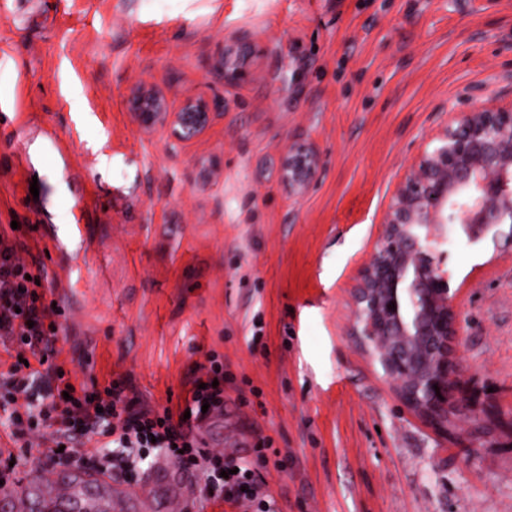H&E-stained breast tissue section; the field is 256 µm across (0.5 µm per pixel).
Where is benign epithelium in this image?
<instances>
[{"label":"benign epithelium","mask_w":512,"mask_h":512,"mask_svg":"<svg viewBox=\"0 0 512 512\" xmlns=\"http://www.w3.org/2000/svg\"><path fill=\"white\" fill-rule=\"evenodd\" d=\"M129 102L145 133L166 131L183 141L211 122L209 101L188 96L171 108L155 88L141 84ZM315 153L288 147L281 180L301 196L318 168ZM512 107L489 109L474 96L446 127L439 145L425 152L399 186L381 239L355 289L354 324L371 357L394 383L407 408L440 429L457 408L451 380L458 371L452 341L457 314L448 271L428 254L441 225L458 224L472 240L499 235L512 222ZM408 285L416 311L389 308Z\"/></svg>","instance_id":"7a95c632"}]
</instances>
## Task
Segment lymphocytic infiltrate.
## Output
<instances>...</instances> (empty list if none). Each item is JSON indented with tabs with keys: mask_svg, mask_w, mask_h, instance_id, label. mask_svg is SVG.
<instances>
[{
	"mask_svg": "<svg viewBox=\"0 0 512 512\" xmlns=\"http://www.w3.org/2000/svg\"><path fill=\"white\" fill-rule=\"evenodd\" d=\"M11 225L0 224V347L11 363L0 372V412L12 438L27 437L42 456L59 447L80 449L102 471L124 474L145 462V448L173 457L184 468L201 471L204 490L216 506L231 504L239 512H277L266 483L254 475V463L266 460L271 439H261L253 458H234L222 449H200L189 434L203 406L224 403V366L216 354L197 365L185 385L182 403L155 411L137 402L126 377L105 384L81 381L60 362L59 326L52 306L43 302L42 285Z\"/></svg>",
	"mask_w": 512,
	"mask_h": 512,
	"instance_id": "obj_1",
	"label": "lymphocytic infiltrate"
}]
</instances>
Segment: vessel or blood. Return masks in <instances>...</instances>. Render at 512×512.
Returning a JSON list of instances; mask_svg holds the SVG:
<instances>
[{
  "label": "vessel or blood",
  "mask_w": 512,
  "mask_h": 512,
  "mask_svg": "<svg viewBox=\"0 0 512 512\" xmlns=\"http://www.w3.org/2000/svg\"><path fill=\"white\" fill-rule=\"evenodd\" d=\"M29 484L26 496L4 493L0 501L9 505L12 512H93L95 505L85 494L86 489L93 487L108 491L123 512H142L158 497L162 498L166 512H181L194 492L190 475L165 461L151 468L134 493L126 491L109 474L96 470L76 472L64 483L58 482L52 472L38 470Z\"/></svg>",
  "instance_id": "b4317fda"
}]
</instances>
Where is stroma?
Masks as SVG:
<instances>
[{
    "label": "stroma",
    "mask_w": 512,
    "mask_h": 512,
    "mask_svg": "<svg viewBox=\"0 0 512 512\" xmlns=\"http://www.w3.org/2000/svg\"><path fill=\"white\" fill-rule=\"evenodd\" d=\"M41 9L33 26L0 12V224L18 223L46 271L79 378L130 375L159 408L216 353L214 434L241 454L271 438L287 463L255 470L279 512H512V246L458 229V249L433 251L459 315L465 414L448 433L402 403L352 328L359 274L412 167L466 97L512 107V0ZM142 81L174 108L207 99L209 128L181 142L142 132L127 101ZM292 144L320 159L300 197L280 180ZM80 211L85 243L50 247ZM9 448L15 486L73 471L25 439Z\"/></svg>",
    "instance_id": "1"
}]
</instances>
